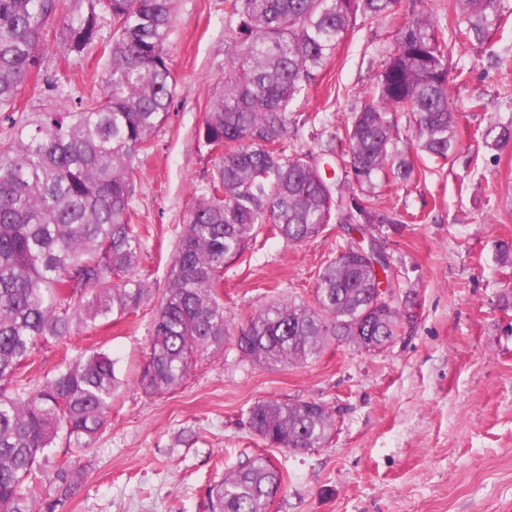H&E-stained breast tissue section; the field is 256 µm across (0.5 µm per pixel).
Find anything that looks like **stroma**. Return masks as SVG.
<instances>
[{"mask_svg": "<svg viewBox=\"0 0 512 512\" xmlns=\"http://www.w3.org/2000/svg\"><path fill=\"white\" fill-rule=\"evenodd\" d=\"M427 11L453 29L449 0H399L394 15L357 21L321 81L297 105L303 125L292 143L319 149L365 100L393 50L395 17ZM50 22L40 64L12 119L0 116V150L12 143L33 89L46 78L73 91L102 74L94 52L68 56ZM224 0H180L170 42L176 97L143 163L135 207L144 224L139 275L153 296L137 312L80 326L36 350L26 375L55 373L63 357L95 351L115 360L120 386L90 450L57 443L78 478L63 502L41 512H205L206 491L239 460L267 456L284 484L268 512H512V143L485 148L491 121L512 118V26L481 46L449 45L459 78L453 95L461 149L447 164L414 158L405 183L384 185L378 204L404 215L383 225L397 295H412L411 322L376 351L333 342L306 363L271 369L242 360L233 341L204 356L163 395L138 384L153 313L167 286L182 217L204 186L214 158L198 141L225 70ZM481 99L472 108V99ZM338 225L300 245L258 238L224 267V316L231 331L269 301L310 302L323 268L344 243ZM308 399L335 414L326 442L292 452L265 444L249 427L262 399Z\"/></svg>", "mask_w": 512, "mask_h": 512, "instance_id": "stroma-1", "label": "stroma"}]
</instances>
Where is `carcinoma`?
Masks as SVG:
<instances>
[{"instance_id":"obj_1","label":"carcinoma","mask_w":512,"mask_h":512,"mask_svg":"<svg viewBox=\"0 0 512 512\" xmlns=\"http://www.w3.org/2000/svg\"><path fill=\"white\" fill-rule=\"evenodd\" d=\"M398 0H224L227 70L198 133L215 155L212 173L183 215L168 288L151 323L139 376L145 393L178 386L198 357L234 339L242 359L292 367L339 338L391 341L413 304L376 305V269L391 260L366 226L398 224L376 207L382 183L415 174L413 154L445 163L460 150L448 68V36L432 14L405 16L390 32L393 52L343 135L326 152L343 159L362 195L343 205L310 150L292 147L293 104L321 77L357 18L377 21ZM455 41L482 45L507 25L503 0H452ZM61 19L60 41L82 58L101 47L104 73L79 95L45 79L68 112L35 110L0 152V512H40L45 495L67 492L70 469L53 461L62 437L89 448L105 426L118 387L115 362L95 352L40 382L20 366L38 345L60 342L77 325L128 315L151 298L138 274L143 235L134 207L140 156L154 147L176 88L169 65L176 0H0V112L14 110L39 60L46 27ZM112 43H101L104 24ZM406 116L415 153L399 148ZM512 141V121L490 123L488 147ZM336 221L350 239L320 273L314 302L282 299L230 333L223 270L261 231L289 245ZM334 412L314 400L257 401L249 426L268 445L320 447ZM282 476L261 455L248 456L209 485L207 512H267Z\"/></svg>"}]
</instances>
